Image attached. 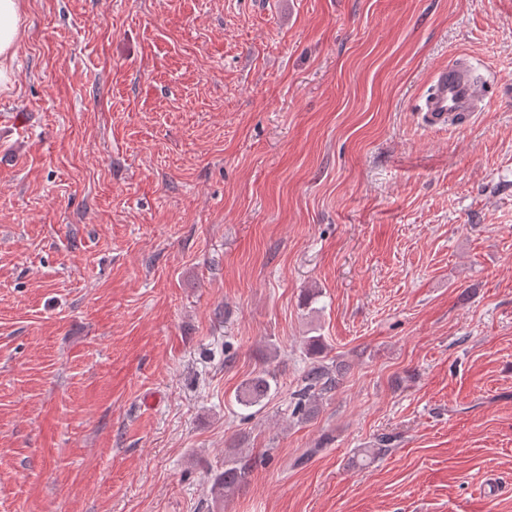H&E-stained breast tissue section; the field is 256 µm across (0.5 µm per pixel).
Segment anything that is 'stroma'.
I'll list each match as a JSON object with an SVG mask.
<instances>
[{
	"label": "stroma",
	"mask_w": 512,
	"mask_h": 512,
	"mask_svg": "<svg viewBox=\"0 0 512 512\" xmlns=\"http://www.w3.org/2000/svg\"><path fill=\"white\" fill-rule=\"evenodd\" d=\"M22 4L0 512H512V0ZM461 54L483 109L427 127ZM341 380L342 375L339 370L336 369L334 372L331 367L313 363L301 375V383L295 394L297 396L295 397L297 399L294 406L295 414L305 415L316 400L335 390ZM269 378V372L262 370L247 379L239 388L236 396L239 404L250 407L265 398L270 390ZM249 461L242 456L224 464V472L216 474L212 482V491L217 498L223 500L228 493L234 492L248 482L251 473Z\"/></svg>",
	"instance_id": "obj_1"
}]
</instances>
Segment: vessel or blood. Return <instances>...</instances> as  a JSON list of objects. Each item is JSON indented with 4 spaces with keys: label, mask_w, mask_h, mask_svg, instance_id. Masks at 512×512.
Returning a JSON list of instances; mask_svg holds the SVG:
<instances>
[{
    "label": "vessel or blood",
    "mask_w": 512,
    "mask_h": 512,
    "mask_svg": "<svg viewBox=\"0 0 512 512\" xmlns=\"http://www.w3.org/2000/svg\"><path fill=\"white\" fill-rule=\"evenodd\" d=\"M483 93L473 63L462 57L436 70L420 110L433 126L465 123L479 112Z\"/></svg>",
    "instance_id": "b4317fda"
}]
</instances>
